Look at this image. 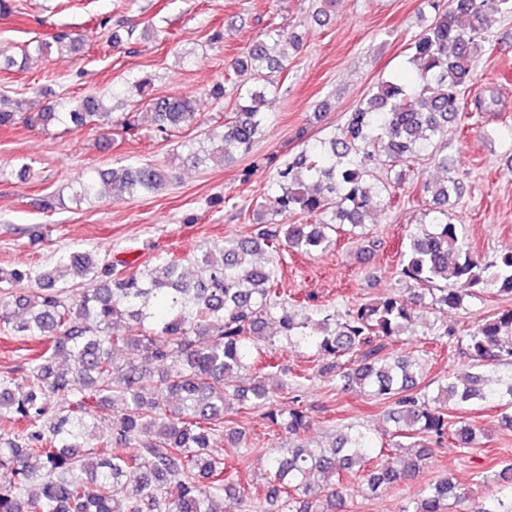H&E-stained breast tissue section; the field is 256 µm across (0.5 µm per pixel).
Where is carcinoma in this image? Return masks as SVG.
I'll use <instances>...</instances> for the list:
<instances>
[{"instance_id":"carcinoma-1","label":"carcinoma","mask_w":512,"mask_h":512,"mask_svg":"<svg viewBox=\"0 0 512 512\" xmlns=\"http://www.w3.org/2000/svg\"><path fill=\"white\" fill-rule=\"evenodd\" d=\"M431 23L411 38L409 63L414 83L385 80L326 138L311 144L277 169L275 188L261 210L272 219L259 222L255 235L215 243L195 259L188 276L180 259L152 265L125 259L108 261L96 249L61 254L56 266L0 269V325L11 336L36 341L35 353L22 358L26 382L0 375V419L14 425L0 436V512H223L224 496L240 492L241 471L224 474V458L212 452L214 438L229 420L227 405L267 407L272 425L297 436L307 427L299 404L283 411L271 405L252 362V338L269 322L288 341L315 345L323 364L294 373L301 386L319 376L339 377L342 387H357L376 401L390 404L391 451L398 462L375 453L374 437L350 427L317 448H273L261 460L265 482L253 485L249 512H342L345 501L337 479L363 477L373 494L415 479L431 444L450 438L469 448L479 429L455 419L451 410L496 398L508 410L501 424L512 429V370L495 381L482 370L506 361L512 365V307L478 322L465 337L445 329L436 340L466 341L474 373L456 377L425 394L419 388L422 366L389 352L426 305L450 310L494 288L512 298V248L491 264L483 262L448 222L446 185H426L432 193L429 222L410 236L401 254L399 274L413 285L409 292L354 305L338 315L322 309L316 318L298 319L278 288L277 263L260 252L283 241L311 254L330 248L337 225L360 227L370 211L390 204L389 185L370 182L371 162L427 156L448 166L437 143L460 111L459 96L473 79L492 14L512 15V0H449ZM81 34L58 33L33 41L32 51L52 44L76 47ZM298 36L272 28L267 40L231 61L237 77L209 90L221 99L226 84L238 90L240 104L210 147L186 142L183 163L198 167L218 153L251 151L264 128L259 104L285 80L279 46ZM137 103L153 111L156 131L166 136L195 124L189 95L150 97L147 73L128 79ZM19 103L0 100V128L18 123ZM112 112L95 95L77 104L60 101L24 117L31 126L70 122L97 133ZM167 173L138 162L99 170L77 180L75 200L100 195L99 183L130 198L156 193ZM305 215L312 221L281 224L277 216ZM63 271L94 287L76 300L58 286ZM129 351L119 364L118 347ZM157 373L152 391L142 386ZM48 393L62 396L65 410L51 414ZM122 407L112 410L114 400ZM110 417L109 431L97 434L98 417ZM139 473L129 487L127 474ZM506 483L508 494L475 506L472 512H512V463L482 478ZM459 486L441 477L408 500L402 512H445Z\"/></svg>"}]
</instances>
